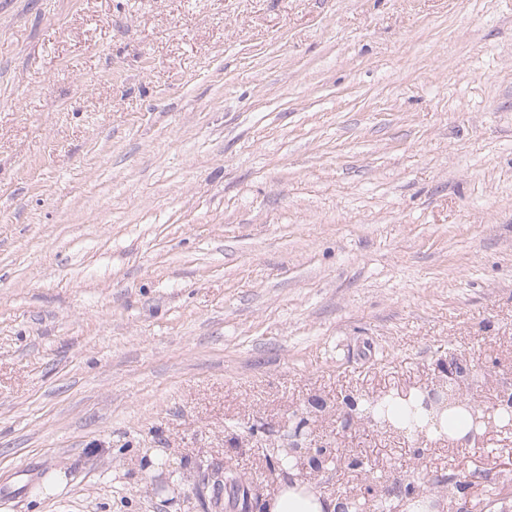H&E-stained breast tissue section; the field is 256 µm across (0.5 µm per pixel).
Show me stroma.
I'll return each mask as SVG.
<instances>
[{
  "label": "stroma",
  "instance_id": "obj_1",
  "mask_svg": "<svg viewBox=\"0 0 512 512\" xmlns=\"http://www.w3.org/2000/svg\"><path fill=\"white\" fill-rule=\"evenodd\" d=\"M512 390V0H0V512L480 477L350 400Z\"/></svg>",
  "mask_w": 512,
  "mask_h": 512
}]
</instances>
